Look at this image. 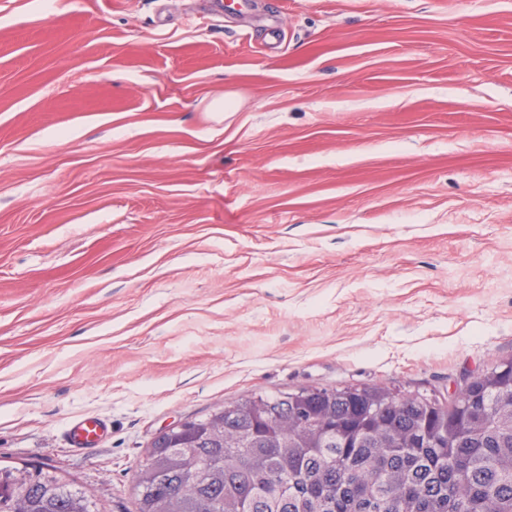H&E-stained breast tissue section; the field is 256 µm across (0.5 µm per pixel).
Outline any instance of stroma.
<instances>
[{
	"instance_id": "stroma-1",
	"label": "stroma",
	"mask_w": 512,
	"mask_h": 512,
	"mask_svg": "<svg viewBox=\"0 0 512 512\" xmlns=\"http://www.w3.org/2000/svg\"><path fill=\"white\" fill-rule=\"evenodd\" d=\"M230 2L0 0V465L102 512L217 405L512 355V0ZM106 421L96 417H84L73 421L65 430L64 438L78 452L96 448L99 440L108 433Z\"/></svg>"
}]
</instances>
